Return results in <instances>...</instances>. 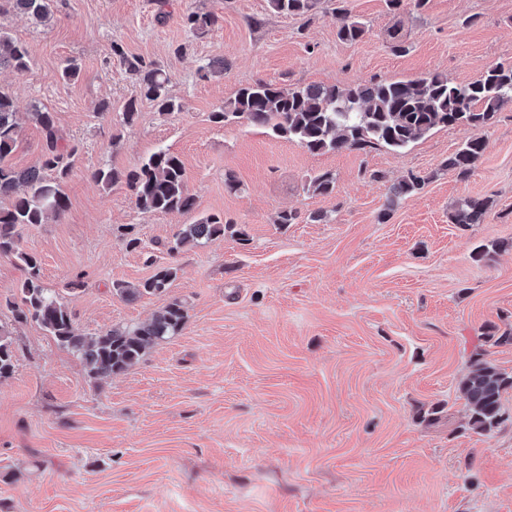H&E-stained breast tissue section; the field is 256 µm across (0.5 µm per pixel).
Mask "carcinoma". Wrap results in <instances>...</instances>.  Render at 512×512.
<instances>
[{
	"label": "carcinoma",
	"mask_w": 512,
	"mask_h": 512,
	"mask_svg": "<svg viewBox=\"0 0 512 512\" xmlns=\"http://www.w3.org/2000/svg\"><path fill=\"white\" fill-rule=\"evenodd\" d=\"M12 7L38 23L51 19L48 0H8ZM321 0H268L269 8L281 15H304L319 8ZM217 18L209 13L190 12L185 25L196 35L215 25ZM337 36L353 43L366 33V25L341 7L336 9ZM127 70L135 76L141 97L152 102L160 113L179 107L168 92L170 77L162 69L139 57H130L122 47L112 45ZM10 67L23 72L29 67L27 46L0 30V69ZM512 104V63L488 69L473 82L455 83L442 74L415 80H371L356 87L340 89L307 85L283 89L267 82H257L239 89L224 109L210 115L212 122L226 124L244 121L269 129L273 134L295 140L311 153L340 152L386 148L400 152L439 127H485L505 105ZM13 98L0 91V200L10 206L0 207V257L15 260L27 272L22 281L21 304L13 307L14 321H33L41 325L63 347L71 350L84 363L93 378H107L134 366L153 343L177 334L184 326L182 303L175 299L149 321L134 327H114L96 335L82 333L75 325L72 312L57 296L38 282L35 256L20 248L22 229L44 224L60 217L68 207L61 189L76 148L62 143L54 114L38 108L32 120L43 133V146L37 164L18 170L8 161L20 138V125ZM486 150L481 137L467 139L443 162L457 178L471 176L476 162ZM93 177L106 186L125 180L137 206L145 211L185 214L196 208V198L185 183L181 159L160 149L147 157L142 165L126 174L112 169H97ZM425 179L409 175L393 187L397 196L417 193ZM308 190L329 196L336 190V178L329 172L310 177ZM490 202L486 198L467 197L448 216L452 224H481L487 217ZM231 232L239 238L245 232L233 223L209 215L196 224H187L168 248L171 253L193 247ZM177 275V268L164 266L137 285L117 283L113 293L121 299L144 294L167 292ZM491 346H512V328L491 326L485 332ZM487 350L472 352L468 374L458 390L468 413V428L478 433L489 432L503 422L502 397L512 389V373L487 359ZM14 338L11 328L0 323V381L15 372Z\"/></svg>",
	"instance_id": "cac0c4a2"
}]
</instances>
